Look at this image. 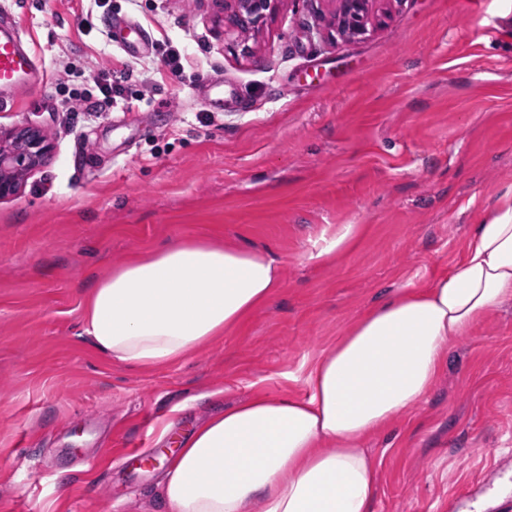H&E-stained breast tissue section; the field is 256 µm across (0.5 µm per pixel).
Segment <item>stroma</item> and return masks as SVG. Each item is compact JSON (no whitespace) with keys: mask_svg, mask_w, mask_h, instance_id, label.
<instances>
[{"mask_svg":"<svg viewBox=\"0 0 512 512\" xmlns=\"http://www.w3.org/2000/svg\"><path fill=\"white\" fill-rule=\"evenodd\" d=\"M51 80L0 127H40L46 165L0 200V512H167L165 444L255 392L303 395L304 363L395 288L448 273L512 207V0H385L337 39L324 0H287L245 59L211 0H5ZM183 50L132 56L111 21ZM105 68L137 107L67 103ZM220 75L223 110L199 97ZM358 225L356 246L311 260ZM189 237L258 250L282 286L186 360L140 370L82 333L114 267ZM372 512H512V302L450 342L431 393L368 438Z\"/></svg>","mask_w":512,"mask_h":512,"instance_id":"stroma-1","label":"stroma"}]
</instances>
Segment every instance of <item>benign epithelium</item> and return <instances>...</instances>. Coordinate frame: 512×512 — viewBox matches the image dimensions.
Wrapping results in <instances>:
<instances>
[{
	"label": "benign epithelium",
	"instance_id": "obj_1",
	"mask_svg": "<svg viewBox=\"0 0 512 512\" xmlns=\"http://www.w3.org/2000/svg\"><path fill=\"white\" fill-rule=\"evenodd\" d=\"M224 9V37L240 49L253 54L248 36L260 24L275 16L284 0H214ZM335 4L334 24L345 41L362 38L368 31L372 4L376 0H329ZM53 149L43 130L34 125L0 131V200L16 194L25 178L39 169Z\"/></svg>",
	"mask_w": 512,
	"mask_h": 512
}]
</instances>
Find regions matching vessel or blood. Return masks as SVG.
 <instances>
[{"mask_svg":"<svg viewBox=\"0 0 512 512\" xmlns=\"http://www.w3.org/2000/svg\"><path fill=\"white\" fill-rule=\"evenodd\" d=\"M137 24L125 23L113 34V40L133 55L140 54L147 43ZM49 73L41 57L26 39L14 12L0 9V110L13 109L21 91L46 86Z\"/></svg>","mask_w":512,"mask_h":512,"instance_id":"1","label":"vessel or blood"}]
</instances>
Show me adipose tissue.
I'll return each mask as SVG.
<instances>
[{
    "instance_id": "ef3b65f1",
    "label": "adipose tissue",
    "mask_w": 512,
    "mask_h": 512,
    "mask_svg": "<svg viewBox=\"0 0 512 512\" xmlns=\"http://www.w3.org/2000/svg\"><path fill=\"white\" fill-rule=\"evenodd\" d=\"M280 286L263 253L190 238L98 282L83 332L112 361L171 365ZM511 301L512 208L476 226L449 273L390 291L309 360L303 396L255 395L194 428L165 472L168 512H371L377 462L364 441L431 392L447 343Z\"/></svg>"
}]
</instances>
